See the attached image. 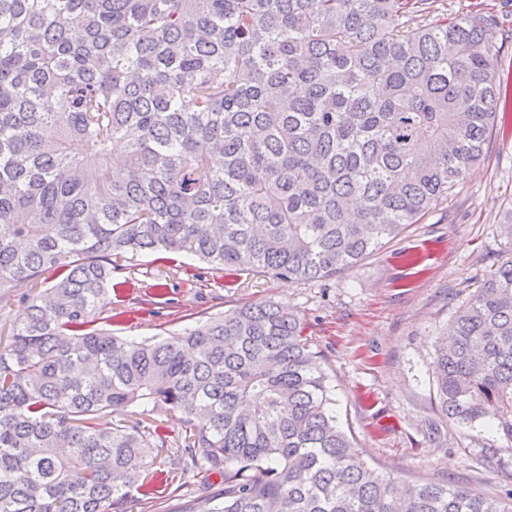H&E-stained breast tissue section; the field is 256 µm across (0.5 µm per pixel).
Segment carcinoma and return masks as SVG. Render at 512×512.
Returning <instances> with one entry per match:
<instances>
[{
	"mask_svg": "<svg viewBox=\"0 0 512 512\" xmlns=\"http://www.w3.org/2000/svg\"><path fill=\"white\" fill-rule=\"evenodd\" d=\"M503 32L445 0H0V299L27 310L0 347V512H124L158 411L224 477L189 512H512L365 464L273 302L166 338L97 325L142 253L309 282L418 223L486 157ZM448 335L442 410L512 442V249Z\"/></svg>",
	"mask_w": 512,
	"mask_h": 512,
	"instance_id": "1",
	"label": "carcinoma"
}]
</instances>
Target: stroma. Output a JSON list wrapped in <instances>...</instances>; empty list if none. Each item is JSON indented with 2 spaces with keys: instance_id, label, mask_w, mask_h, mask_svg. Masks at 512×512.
<instances>
[{
  "instance_id": "1",
  "label": "stroma",
  "mask_w": 512,
  "mask_h": 512,
  "mask_svg": "<svg viewBox=\"0 0 512 512\" xmlns=\"http://www.w3.org/2000/svg\"><path fill=\"white\" fill-rule=\"evenodd\" d=\"M498 66L508 85L485 160L419 223L321 282L142 254L111 290L113 333L166 337L248 303L287 306L322 352L336 416L365 461L406 482L505 497L512 492V442L488 426L448 418L432 378L437 337L506 251L497 223L512 203V40ZM146 485L147 493H133L130 512H188L196 498L224 488L220 476L185 471L175 447L158 449Z\"/></svg>"
}]
</instances>
